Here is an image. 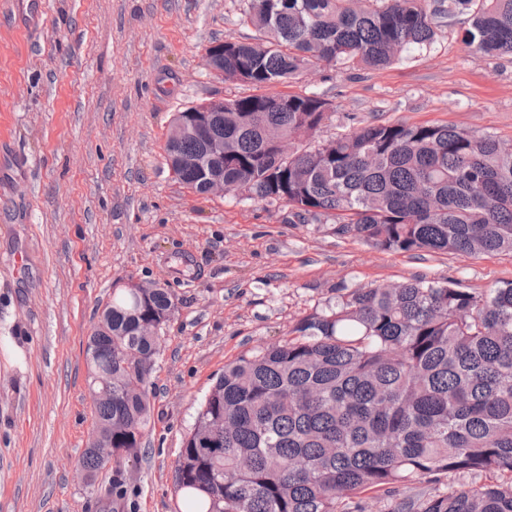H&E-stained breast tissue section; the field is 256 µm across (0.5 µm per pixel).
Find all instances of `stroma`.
Returning <instances> with one entry per match:
<instances>
[{"instance_id":"1","label":"stroma","mask_w":512,"mask_h":512,"mask_svg":"<svg viewBox=\"0 0 512 512\" xmlns=\"http://www.w3.org/2000/svg\"><path fill=\"white\" fill-rule=\"evenodd\" d=\"M37 32L0 0V512H180L174 462L226 363L282 343L337 288L512 281V252L381 251L301 224L286 203L200 195L166 163L176 112L253 94L205 64L215 41L259 37L233 0H39ZM467 17L432 47L373 70L306 72L328 104L320 141L371 123H453L512 146V56L473 59ZM23 256L15 268V256ZM178 298L149 383L152 418L124 493L76 467L93 428L85 362L112 291Z\"/></svg>"}]
</instances>
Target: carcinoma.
I'll list each match as a JSON object with an SVG mask.
<instances>
[{"label": "carcinoma", "mask_w": 512, "mask_h": 512, "mask_svg": "<svg viewBox=\"0 0 512 512\" xmlns=\"http://www.w3.org/2000/svg\"><path fill=\"white\" fill-rule=\"evenodd\" d=\"M259 45L217 42L224 78L256 88L356 63L384 68L432 46L436 19L468 15L473 58L512 54V0H238ZM328 103L315 94L229 99L224 186L285 202L302 221L383 250L512 251V149L453 124H368L305 145ZM295 153L283 159L278 141ZM204 140L167 141L199 154ZM198 194L205 175L174 171ZM85 359L95 425L112 458L86 449L88 479L139 456L151 419L147 378L159 337L143 323L177 310L168 288H120ZM282 344L224 365L174 464L184 512H512V282L483 292L453 280L338 288ZM485 477L437 487L441 475Z\"/></svg>", "instance_id": "obj_1"}]
</instances>
